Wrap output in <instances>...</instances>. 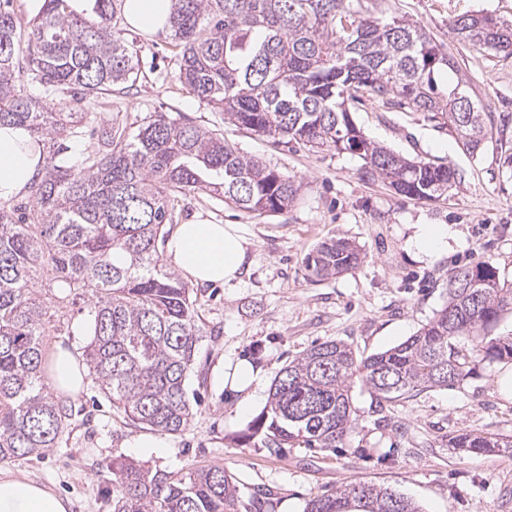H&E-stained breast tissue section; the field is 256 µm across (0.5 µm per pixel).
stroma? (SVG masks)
Listing matches in <instances>:
<instances>
[{"instance_id": "35a3bbf8", "label": "stroma", "mask_w": 512, "mask_h": 512, "mask_svg": "<svg viewBox=\"0 0 512 512\" xmlns=\"http://www.w3.org/2000/svg\"><path fill=\"white\" fill-rule=\"evenodd\" d=\"M389 14L424 28L448 53L487 105L492 137L480 155L421 112H390L370 100L355 106L366 137L405 157L446 164L461 183L446 199L425 202L400 196L372 177L360 159L284 146L225 120L180 82L170 31L146 35L118 19L139 59L134 86L113 89L88 105L87 127L105 124L136 130L165 113L176 124L223 134L240 153L278 168L300 186L284 213L246 214L203 191L178 196L183 222L234 224L249 243L251 264L240 283L195 286L203 335L188 376L199 393L195 415L182 433L160 448L139 442L153 431L126 424L94 381L72 399L77 412L57 447L42 459L10 462L12 471L51 485L71 512H110L112 460L123 456L151 469L183 474L219 465L233 474L242 499L272 492L275 512H303L308 499L350 482L391 487L423 512H512V453L462 455L449 436L465 430L512 440V393L500 379L512 362L492 361L471 336L458 338L469 357V377L378 409L362 384L351 389L356 429L342 448L314 454L304 447L270 453L262 435L247 427L266 405L271 384L288 361L313 344L341 340L357 356L386 350L413 335L448 298V276L462 266L490 262L512 283V59L503 60L459 41L451 30L460 15L486 11L512 22V0H385ZM418 224L448 227V250L417 256L409 239ZM355 241L362 263L316 281L305 257L321 242ZM90 297L60 302L62 321L48 326L49 347L84 353ZM257 372L250 389L224 384L221 372L238 360Z\"/></svg>"}]
</instances>
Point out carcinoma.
I'll return each instance as SVG.
<instances>
[{
	"label": "carcinoma",
	"instance_id": "carcinoma-1",
	"mask_svg": "<svg viewBox=\"0 0 512 512\" xmlns=\"http://www.w3.org/2000/svg\"><path fill=\"white\" fill-rule=\"evenodd\" d=\"M70 0H43L25 34L0 8V125L21 126L42 157L26 203L0 204V462L41 458L74 419L44 381L48 295L92 298L93 339L85 360L94 383L124 421L161 435L183 432L193 413L188 373L202 335L192 289L163 263L165 226L179 223V195L208 191L246 214L281 213L296 200L290 177L247 157L212 130L179 126L162 113L136 131L102 127L96 143L69 154L57 140L86 135L83 112L24 91L83 101L134 83L133 44L112 25L116 3L90 14ZM369 0H172L169 29L181 50L180 81L224 119L285 145L351 154L367 172L410 199L440 201L458 182L445 164L403 157L365 136L350 105L371 97L396 112H426L472 154L490 131L479 95L429 34L404 18L378 15ZM456 37L512 59V23L488 12L463 15ZM456 74L446 85L438 75ZM362 261L345 237L322 242L306 269L325 280ZM512 313V284L488 262L452 271L448 301L401 343L365 358L329 340L288 362L253 425L266 448L334 451L354 432L350 389L360 380L377 407L470 373L455 346L487 334ZM492 360L512 361V336L494 338ZM448 444L467 454L511 453L512 441L463 431ZM112 512H274V498L244 502L221 466L184 475L112 459ZM422 512L389 487L350 482L309 499L304 512Z\"/></svg>",
	"mask_w": 512,
	"mask_h": 512
}]
</instances>
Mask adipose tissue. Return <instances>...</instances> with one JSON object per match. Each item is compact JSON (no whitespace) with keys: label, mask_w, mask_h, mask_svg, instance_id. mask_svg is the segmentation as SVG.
<instances>
[{"label":"adipose tissue","mask_w":512,"mask_h":512,"mask_svg":"<svg viewBox=\"0 0 512 512\" xmlns=\"http://www.w3.org/2000/svg\"><path fill=\"white\" fill-rule=\"evenodd\" d=\"M172 0H123L126 21L153 34L164 30ZM25 128H0V201L24 192L37 172L38 155L23 143ZM168 261L186 278L197 283L241 281L250 265L248 242L235 225L194 222L177 225L166 242ZM53 378L58 390L77 395L86 368L72 350L60 347L51 353ZM0 512H68V502L51 487L0 467Z\"/></svg>","instance_id":"obj_1"}]
</instances>
